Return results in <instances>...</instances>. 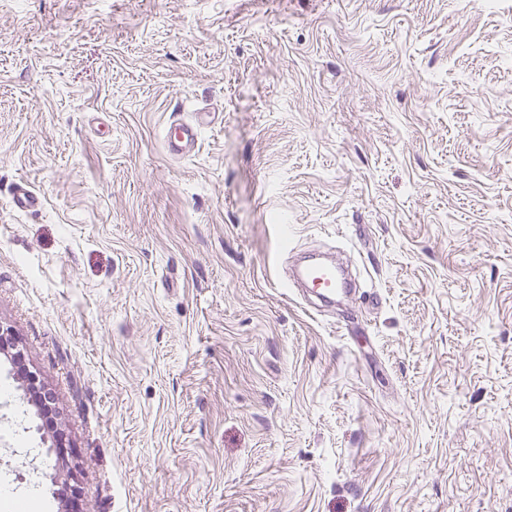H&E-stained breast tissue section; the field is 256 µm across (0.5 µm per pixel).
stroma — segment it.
Instances as JSON below:
<instances>
[{"instance_id":"1","label":"stroma","mask_w":512,"mask_h":512,"mask_svg":"<svg viewBox=\"0 0 512 512\" xmlns=\"http://www.w3.org/2000/svg\"><path fill=\"white\" fill-rule=\"evenodd\" d=\"M0 325L33 512H512V0H0ZM210 112H198V117L194 122H184L178 125L174 131L168 128L165 145L168 152L177 157L190 155L198 144L199 129L204 125L212 122L208 120ZM13 204L20 211H27L41 207L42 198L23 180H19L13 187ZM299 279L305 288L319 291L318 294L324 300L346 293L343 270L333 264L319 263L308 266L300 271Z\"/></svg>"}]
</instances>
